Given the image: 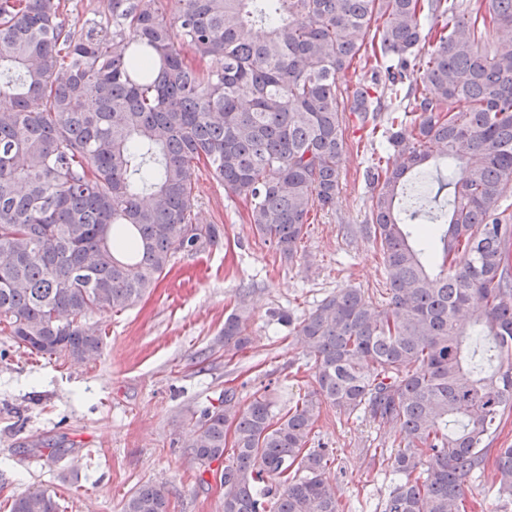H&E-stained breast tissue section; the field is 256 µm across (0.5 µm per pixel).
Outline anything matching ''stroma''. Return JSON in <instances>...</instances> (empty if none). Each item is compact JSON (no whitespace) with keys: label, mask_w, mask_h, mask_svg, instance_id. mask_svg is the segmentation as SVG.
Returning <instances> with one entry per match:
<instances>
[{"label":"stroma","mask_w":512,"mask_h":512,"mask_svg":"<svg viewBox=\"0 0 512 512\" xmlns=\"http://www.w3.org/2000/svg\"><path fill=\"white\" fill-rule=\"evenodd\" d=\"M348 137L335 203L311 213L293 261L254 235L244 200L201 171L197 220L220 225V243L178 254L135 306L93 315L99 356L50 357L0 334V512L35 490L56 493L63 512H122L144 483L164 489L169 512H223L222 463L202 471L186 446L201 409L218 405L225 391L245 403L265 387L284 410L313 388V358L275 312L301 320L344 288L384 302L381 253L360 230L371 205L372 145L356 130ZM241 302L252 342L228 357L224 319ZM399 443L363 414L326 408L309 445L334 454L328 474L342 512H383L398 481ZM57 448L64 457L54 456Z\"/></svg>","instance_id":"1"}]
</instances>
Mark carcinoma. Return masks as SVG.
<instances>
[{
  "mask_svg": "<svg viewBox=\"0 0 512 512\" xmlns=\"http://www.w3.org/2000/svg\"><path fill=\"white\" fill-rule=\"evenodd\" d=\"M110 0L112 27L68 30L61 0H0V333L82 362L87 323L140 301L179 253L216 245L195 215L200 168L250 204L253 232L295 258L310 211L340 188L347 115L382 133L370 221L388 302L357 289L299 322L314 388L201 410L188 447L232 454L223 512H339L331 453L304 451L323 407L394 430L385 512H467L512 412V0ZM188 48L192 57L183 53ZM363 61L369 79L343 87ZM459 111L444 108L448 101ZM442 161L431 197L412 176ZM224 319V353L251 338ZM512 502V447L495 450ZM11 512H60L46 490ZM123 512H168L146 483Z\"/></svg>",
  "mask_w": 512,
  "mask_h": 512,
  "instance_id": "cac0c4a2",
  "label": "carcinoma"
}]
</instances>
